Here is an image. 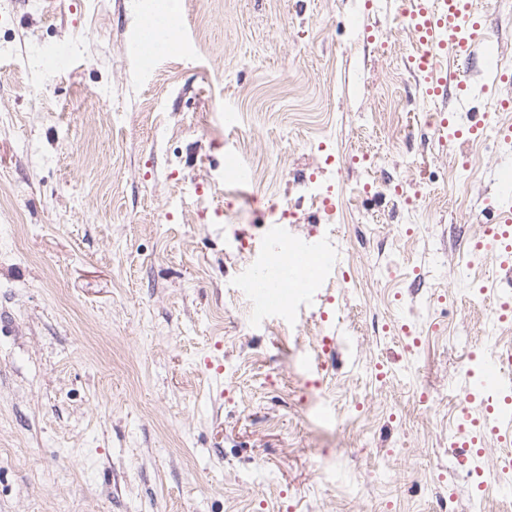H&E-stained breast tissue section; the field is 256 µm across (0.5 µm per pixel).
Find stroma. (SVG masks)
<instances>
[{"instance_id": "35a3bbf8", "label": "stroma", "mask_w": 512, "mask_h": 512, "mask_svg": "<svg viewBox=\"0 0 512 512\" xmlns=\"http://www.w3.org/2000/svg\"><path fill=\"white\" fill-rule=\"evenodd\" d=\"M354 9L179 0L187 44L145 82L143 0H0V512H512L496 440L484 499L448 462L485 410L461 366L512 350L496 262L468 249L512 152L441 139L407 22L366 15L365 42ZM61 43L75 68L42 75ZM383 182L421 205L363 194ZM330 222L338 263L256 318L259 255L230 240Z\"/></svg>"}]
</instances>
